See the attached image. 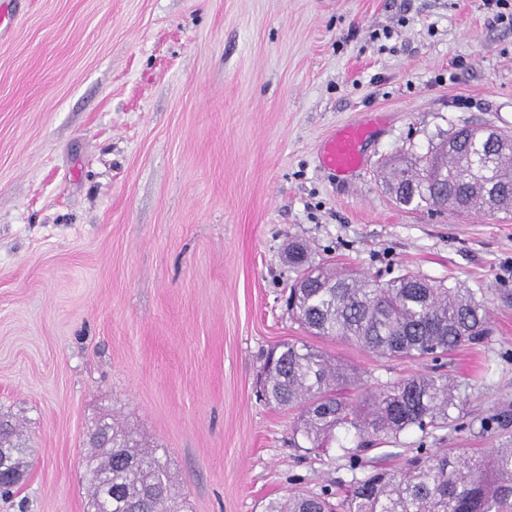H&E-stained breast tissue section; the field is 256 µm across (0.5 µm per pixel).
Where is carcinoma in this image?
I'll return each mask as SVG.
<instances>
[{"label":"carcinoma","mask_w":512,"mask_h":512,"mask_svg":"<svg viewBox=\"0 0 512 512\" xmlns=\"http://www.w3.org/2000/svg\"><path fill=\"white\" fill-rule=\"evenodd\" d=\"M479 128L456 129L411 162L401 154L385 165L388 187H423L395 196L397 203L468 211L476 190H488L498 205L491 213L512 212V135L495 138ZM288 263L297 278L288 309L307 332L321 339L354 344L376 356L436 359L455 348L480 343L488 335L483 300L468 288L445 286L407 273L382 281L356 269L312 263L306 246L288 243ZM264 400L300 409L294 433L310 448L336 447L352 468L360 453L409 429L445 427L456 396L443 374H422L367 387L360 373L307 343H286L271 351L261 373ZM110 434L109 446L83 460L90 507L97 512H182L176 483L156 449L103 417L95 431ZM7 458L22 474L29 448L17 430L6 436ZM263 512H512V446L480 455L449 448L420 451L399 470L377 465L353 477L342 495L294 492L272 499Z\"/></svg>","instance_id":"1"}]
</instances>
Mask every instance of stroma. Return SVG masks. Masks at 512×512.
I'll use <instances>...</instances> for the list:
<instances>
[{"mask_svg":"<svg viewBox=\"0 0 512 512\" xmlns=\"http://www.w3.org/2000/svg\"><path fill=\"white\" fill-rule=\"evenodd\" d=\"M0 26V417L33 453L0 512H87L101 415L164 450L183 512L347 486L264 356L313 341L368 387L447 375L448 427L362 455L512 441V214L396 203L381 166L452 130L512 133V27L481 0H10ZM372 128L341 177L326 139ZM482 297L489 334L433 362L311 339L285 249Z\"/></svg>","mask_w":512,"mask_h":512,"instance_id":"1","label":"stroma"}]
</instances>
